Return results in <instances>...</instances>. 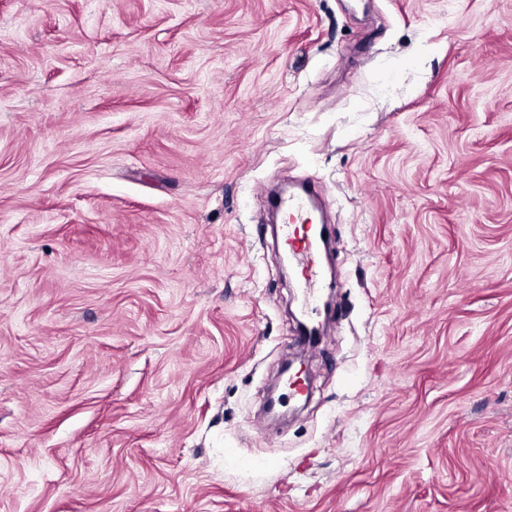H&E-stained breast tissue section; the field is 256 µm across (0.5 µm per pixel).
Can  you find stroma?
Segmentation results:
<instances>
[{"label":"stroma","instance_id":"1","mask_svg":"<svg viewBox=\"0 0 512 512\" xmlns=\"http://www.w3.org/2000/svg\"><path fill=\"white\" fill-rule=\"evenodd\" d=\"M0 512H512V0H0ZM285 195L286 193L277 197L276 206L289 214L290 223H302L306 206L309 202L312 204L315 198L312 187L304 185L297 193L289 191L288 197ZM312 250L313 241L307 236L301 241V245L295 254L298 264L302 266L304 281L309 287L314 285L319 275L316 268L308 258L313 255Z\"/></svg>","mask_w":512,"mask_h":512}]
</instances>
